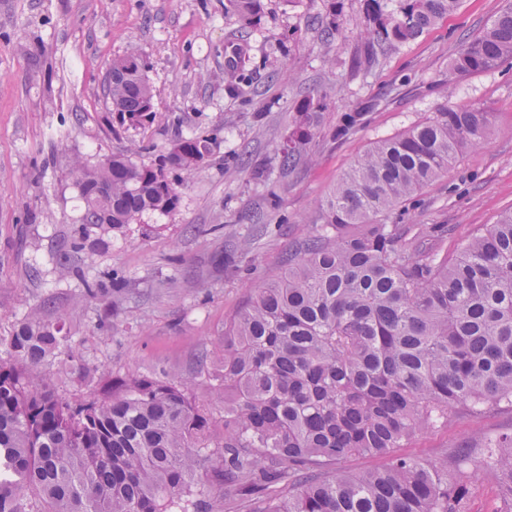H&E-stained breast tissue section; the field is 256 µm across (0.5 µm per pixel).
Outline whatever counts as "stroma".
<instances>
[{
    "label": "stroma",
    "mask_w": 512,
    "mask_h": 512,
    "mask_svg": "<svg viewBox=\"0 0 512 512\" xmlns=\"http://www.w3.org/2000/svg\"><path fill=\"white\" fill-rule=\"evenodd\" d=\"M335 2L348 28L326 43L317 22ZM225 0H0V337L31 312L64 315L89 380L71 373L66 352L44 367L54 387L82 399L135 371L177 379L210 352L199 381L213 401L220 363L212 351L224 322L277 278L299 244L321 229L320 203L378 139L419 123L441 103L481 104L492 132L459 154L446 174L388 216L391 224H447L434 241L443 255L512 209V64L465 78L450 67L462 41L479 35L505 0H460L418 39L373 66H353L361 45L352 23L363 0H263L257 26L225 18ZM239 45L252 83L224 80V57ZM138 50L157 111L142 128L112 121L104 93L112 62ZM321 97L324 108L311 158L289 169L280 149L295 102ZM366 110L364 127L331 132L347 112ZM214 138L197 172L168 170L179 202L169 214L143 215L103 245L73 254L83 201L76 158L98 162L139 151L157 165L180 136ZM81 277L63 278V262ZM116 271L127 289L111 303L84 296L82 281ZM512 430V408L475 416L459 408L404 443L399 453L440 458L462 445L474 461L468 512H500L496 477L480 465L487 439Z\"/></svg>",
    "instance_id": "35a3bbf8"
}]
</instances>
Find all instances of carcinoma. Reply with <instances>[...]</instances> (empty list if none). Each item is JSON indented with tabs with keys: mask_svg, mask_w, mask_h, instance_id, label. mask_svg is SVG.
Instances as JSON below:
<instances>
[{
	"mask_svg": "<svg viewBox=\"0 0 512 512\" xmlns=\"http://www.w3.org/2000/svg\"><path fill=\"white\" fill-rule=\"evenodd\" d=\"M364 0L356 63L419 37L460 0ZM261 0H226L242 26ZM512 61V4L451 65L463 78ZM247 60L224 69L245 81ZM146 63L136 50L112 62L106 92L122 126L156 116ZM323 103L293 107L281 149L291 166L308 153ZM366 113L345 114L344 138ZM490 113L443 105L425 121L376 141L323 204L325 232L288 258V269L229 318L219 351L223 436L197 395L203 372L178 380L133 375L82 400L57 393L42 364L67 345L63 319L36 314L0 341V512H198L193 476L216 455L211 478L253 512H466L471 455L420 459L395 448L457 409L512 407V210L474 235L452 260L413 242L425 224L383 218L447 173L460 152L482 146ZM212 152L205 136L179 137L168 156L187 172ZM84 204L81 251L93 232L119 231L146 212L169 214L178 194L163 167L128 154L74 162ZM115 272L83 279L85 296L125 289ZM388 455L378 471L335 468L353 455ZM483 466L512 506V433L485 444Z\"/></svg>",
	"mask_w": 512,
	"mask_h": 512,
	"instance_id": "cac0c4a2",
	"label": "carcinoma"
}]
</instances>
